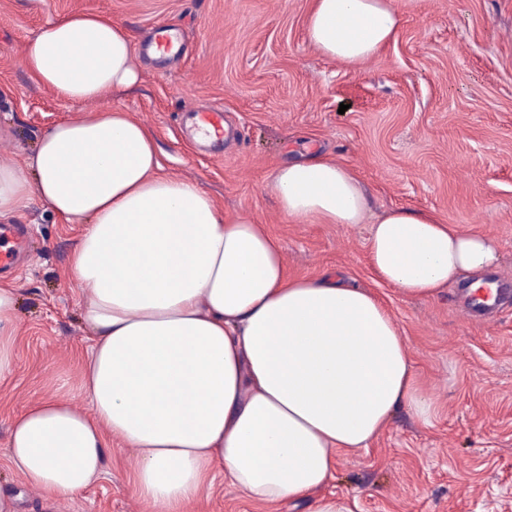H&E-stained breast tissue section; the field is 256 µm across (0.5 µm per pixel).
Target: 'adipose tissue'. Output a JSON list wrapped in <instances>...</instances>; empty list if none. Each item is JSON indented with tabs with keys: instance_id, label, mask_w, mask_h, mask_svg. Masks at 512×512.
Instances as JSON below:
<instances>
[{
	"instance_id": "adipose-tissue-1",
	"label": "adipose tissue",
	"mask_w": 512,
	"mask_h": 512,
	"mask_svg": "<svg viewBox=\"0 0 512 512\" xmlns=\"http://www.w3.org/2000/svg\"><path fill=\"white\" fill-rule=\"evenodd\" d=\"M399 26L392 0H311L306 32L323 55L355 65ZM27 67L59 98L100 107L0 166V218L35 196L83 225L70 267L94 334L80 383L90 411L47 399L17 414L11 468L73 496L117 438L139 452L138 495L166 512L219 476L256 501L352 512L321 494L336 453L368 448L400 406L434 413L384 303L338 277L288 278L263 225L228 220L197 184L162 173L151 131L109 103L138 81L131 38L110 16L47 24ZM271 188L295 223H369L374 272L409 299L498 260L491 240L430 213L396 208L367 222L362 184L325 156L280 166ZM16 317V290L0 285V383L17 366Z\"/></svg>"
}]
</instances>
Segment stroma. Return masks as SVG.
<instances>
[{
  "instance_id": "stroma-1",
  "label": "stroma",
  "mask_w": 512,
  "mask_h": 512,
  "mask_svg": "<svg viewBox=\"0 0 512 512\" xmlns=\"http://www.w3.org/2000/svg\"><path fill=\"white\" fill-rule=\"evenodd\" d=\"M396 38L351 66L306 38L310 0H0V161L19 162L74 108L34 83L29 47L57 18L112 16L143 43L160 24L185 50L137 59L139 83L112 104L155 135L162 171L198 184L228 218L263 224L288 277L335 273L375 292L397 322L430 422L398 409L369 448L339 453L325 494L353 512H512V300L489 321L461 312L470 276L429 299L407 300L379 282L365 224H297L270 182L293 160L324 154L365 186L370 216L404 207L493 240L489 273L512 290V0H393ZM221 109L237 132L221 153L199 142L187 108ZM8 223L30 228L31 261L0 280L18 294L14 378L0 385V492L21 493L20 512H160L135 491L137 452L116 442L87 490L53 498L8 460L9 426L45 398L88 402L79 384L92 330L87 291L69 270L82 230L31 199ZM182 512H311L306 501L247 498L216 480Z\"/></svg>"
}]
</instances>
